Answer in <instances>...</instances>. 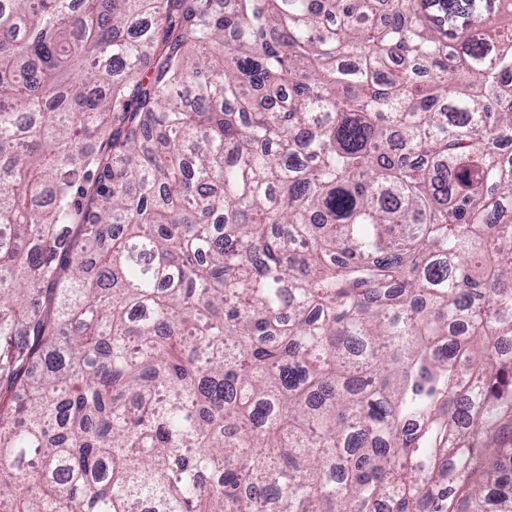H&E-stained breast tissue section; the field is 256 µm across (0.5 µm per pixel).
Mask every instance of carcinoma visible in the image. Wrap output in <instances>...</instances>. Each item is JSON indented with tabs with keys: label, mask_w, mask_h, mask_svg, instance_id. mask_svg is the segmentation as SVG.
<instances>
[{
	"label": "carcinoma",
	"mask_w": 512,
	"mask_h": 512,
	"mask_svg": "<svg viewBox=\"0 0 512 512\" xmlns=\"http://www.w3.org/2000/svg\"><path fill=\"white\" fill-rule=\"evenodd\" d=\"M224 2L0 0V509L512 512V0Z\"/></svg>",
	"instance_id": "cac0c4a2"
}]
</instances>
